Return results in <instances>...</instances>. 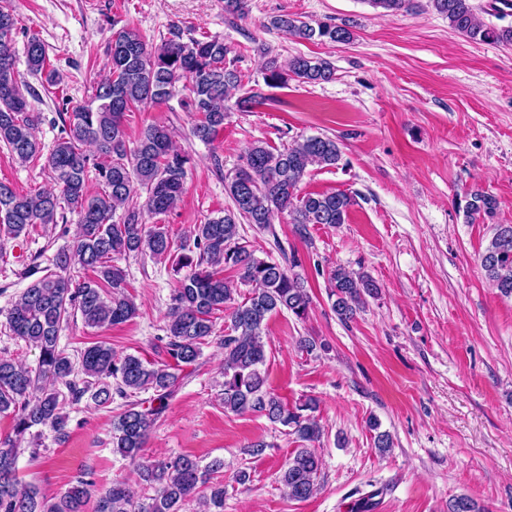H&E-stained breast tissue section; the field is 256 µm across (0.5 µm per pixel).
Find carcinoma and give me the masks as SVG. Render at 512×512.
<instances>
[{
  "mask_svg": "<svg viewBox=\"0 0 512 512\" xmlns=\"http://www.w3.org/2000/svg\"><path fill=\"white\" fill-rule=\"evenodd\" d=\"M380 15L393 17L414 8L413 0H364ZM430 7L448 19V26L484 43L512 44V26L482 23L472 0H429ZM271 26L301 40L348 43L347 25L315 26L292 15L275 16ZM16 18L9 0H0V148L19 164L36 159L40 145L34 129L40 113L30 109L27 97L36 90L19 80L13 31ZM231 48L213 38L183 40L181 30L159 50L149 47L140 31L123 25L113 31L108 46V73L93 86L90 100L64 112L62 135L46 158L53 187L21 194L0 181V232L9 238L29 233L38 224L66 221L65 212L77 216L79 232L70 250L57 252L43 275L33 280L7 315L12 335L39 351L37 367L24 368L0 357V414H13V434L0 438V512H84L91 484L79 480L56 497L17 478L19 444L26 436L49 428L66 436L64 408L84 395L101 405L118 396L124 409L112 423V448L132 460L140 457L155 422L178 381L174 369L191 365L214 334V314L224 313L230 333L223 336L224 410L256 414L286 428L299 447L294 449L279 482L292 501H305L317 490L321 458L315 444L323 428L315 416L319 404L308 397L290 406L266 386L265 327L269 318L287 310L299 319L307 316L312 299L299 274L296 255L284 262L260 259L244 243L239 224L272 230L275 218L286 213L295 231L306 237L308 226H336L347 221L355 205L346 191L301 193L309 168L334 167L341 160L336 141L310 136L287 147L272 149L262 142L251 145L242 166L224 176L233 207L195 226L191 236L177 244L165 226L144 222V213L165 215L176 206L184 190L189 155L173 142L169 128L148 125L134 142L124 127L126 113L168 101L177 84L189 92L188 106L196 113L194 136L210 141L224 129L227 93L242 87L243 75L232 60ZM28 72L45 78L50 86L60 81L48 67L44 42L36 35L25 46ZM265 83L284 86L288 75L304 83L327 82L334 66L325 59L296 56L286 66L267 62ZM497 198L481 189L465 194L457 206L465 223L489 222L496 216ZM148 255L171 262L178 275L164 327L171 364L152 365L128 354L115 356L105 344L88 346L72 355L60 347V333L71 317L80 315L89 327L122 324L137 315L138 307L125 293L124 277L115 262L130 255ZM80 266L94 273L76 279L71 269ZM481 266L499 292L512 296V224L493 225L491 240L481 255ZM230 269L235 279L219 276ZM329 297L344 324L356 319L367 299L379 295L376 280L363 271L338 265L330 272ZM247 287L241 293L237 285ZM64 381L67 392L47 387L49 380ZM153 391L157 405L129 400ZM374 447L381 454L392 448L391 435L379 431L374 417ZM37 432H32V429ZM224 469V460L202 466L191 455L144 465L139 479L154 494L136 502L127 482L116 480L97 495L95 512H181L198 500L205 512H224V483L212 481Z\"/></svg>",
  "mask_w": 512,
  "mask_h": 512,
  "instance_id": "1",
  "label": "carcinoma"
}]
</instances>
